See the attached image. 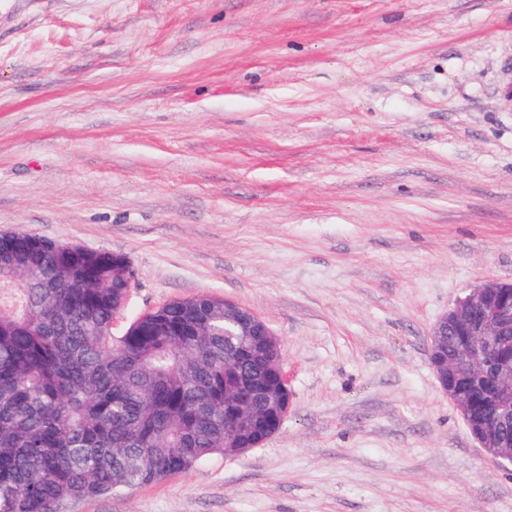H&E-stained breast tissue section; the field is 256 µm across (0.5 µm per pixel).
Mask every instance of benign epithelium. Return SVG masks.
Masks as SVG:
<instances>
[{"label": "benign epithelium", "mask_w": 512, "mask_h": 512, "mask_svg": "<svg viewBox=\"0 0 512 512\" xmlns=\"http://www.w3.org/2000/svg\"><path fill=\"white\" fill-rule=\"evenodd\" d=\"M224 324L236 329L242 349L282 368L281 342L253 310L224 300ZM489 342L512 336V280H493L459 298L432 328L428 358L448 400L455 406L471 436L499 465H512V414L488 413L487 401L512 398V356L490 365L471 353V338ZM292 397L280 410L270 408L266 386L244 379L229 388L224 403V439L250 437L274 421L284 422Z\"/></svg>", "instance_id": "7a95c632"}]
</instances>
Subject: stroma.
<instances>
[{
	"instance_id": "stroma-1",
	"label": "stroma",
	"mask_w": 512,
	"mask_h": 512,
	"mask_svg": "<svg viewBox=\"0 0 512 512\" xmlns=\"http://www.w3.org/2000/svg\"><path fill=\"white\" fill-rule=\"evenodd\" d=\"M512 0H0V232L123 255L122 334L208 293L281 429L59 512H512L428 361L512 279Z\"/></svg>"
}]
</instances>
